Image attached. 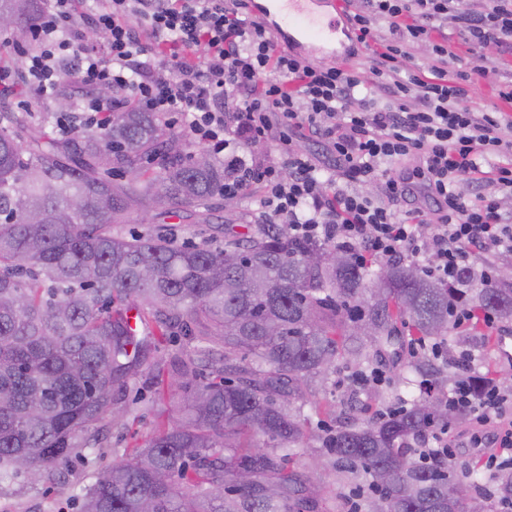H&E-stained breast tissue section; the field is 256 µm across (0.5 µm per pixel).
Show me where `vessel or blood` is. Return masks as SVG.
<instances>
[{
	"mask_svg": "<svg viewBox=\"0 0 512 512\" xmlns=\"http://www.w3.org/2000/svg\"><path fill=\"white\" fill-rule=\"evenodd\" d=\"M257 11L262 20L284 18L289 40L311 42L331 59H340L337 44L342 41L335 0H262Z\"/></svg>",
	"mask_w": 512,
	"mask_h": 512,
	"instance_id": "vessel-or-blood-1",
	"label": "vessel or blood"
}]
</instances>
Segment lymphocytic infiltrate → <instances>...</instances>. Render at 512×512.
<instances>
[{"mask_svg":"<svg viewBox=\"0 0 512 512\" xmlns=\"http://www.w3.org/2000/svg\"><path fill=\"white\" fill-rule=\"evenodd\" d=\"M74 3L46 0L36 45L25 53L24 80L36 96L52 93L66 59L78 56L82 86L121 92L107 101L85 98L80 112L87 122L103 125L127 98L149 111L175 114L185 136L223 155L231 170L225 195L244 197L252 184H262L266 223L287 225L298 238L333 241L362 259H402L446 282L473 251L512 252V216L497 198L512 194V166L492 171L497 194L469 201L460 189L462 181L481 175L479 158L512 153L504 135L512 117L471 110L470 89L485 72L449 70L448 47L438 38L454 22L470 42L512 49V0L475 6L468 0H361L349 14L358 41L367 42L378 19L390 33L371 51L372 82L341 62L302 64L279 48L263 22L240 18L243 0H106L92 19L107 35L103 56L71 41ZM419 40L432 42L434 56L416 73L402 75L399 60ZM275 116L326 141L336 156L335 172L321 175L298 151L278 163L247 162L230 152L239 135L263 139ZM409 157L419 158L413 175L437 205L438 222L426 234L394 207L411 193L413 175L391 176L387 168ZM340 176L384 180L385 196L337 188ZM449 401L475 410L488 424L512 406V391L494 385L477 402L460 384Z\"/></svg>","mask_w":512,"mask_h":512,"instance_id":"f902f5d3","label":"lymphocytic infiltrate"}]
</instances>
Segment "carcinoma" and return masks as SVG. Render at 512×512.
<instances>
[{"label":"carcinoma","mask_w":512,"mask_h":512,"mask_svg":"<svg viewBox=\"0 0 512 512\" xmlns=\"http://www.w3.org/2000/svg\"><path fill=\"white\" fill-rule=\"evenodd\" d=\"M43 3L0 0V14L29 43ZM48 126L47 112L0 111V494L61 481L99 444L102 415L123 418L113 396L158 340L180 337L196 349L170 364L158 392L180 396L177 416L88 487L79 512H326L329 472L368 488L355 512L512 504V466L488 497L477 467L425 447L467 416L448 404L450 383H466L477 401L491 383L474 367L448 372L458 313L468 335L490 344L488 317L512 322V280L475 288L464 266L444 284L400 260L359 263L283 224L259 222L222 249L161 233L128 238L117 225L135 213L164 224L180 210L211 223L224 161L142 105L69 138ZM329 252L342 262L307 261ZM341 359L399 366L410 399L365 419L330 404L335 426L308 431L304 408ZM297 453L308 456L300 471L289 467ZM450 484L463 489L451 508Z\"/></svg>","instance_id":"obj_1"}]
</instances>
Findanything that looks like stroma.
Listing matches in <instances>:
<instances>
[{"label":"stroma","mask_w":512,"mask_h":512,"mask_svg":"<svg viewBox=\"0 0 512 512\" xmlns=\"http://www.w3.org/2000/svg\"><path fill=\"white\" fill-rule=\"evenodd\" d=\"M448 49L453 57L449 69L468 71L477 67L486 68L487 73L475 85L470 106L476 112H489L495 109L512 115V105L502 102L498 97L499 89L512 83V56H498L495 47H481L466 43L461 31L456 26L447 30ZM307 154L317 166L330 170L335 165V158L326 143L305 131L289 132L287 127L274 125L270 135L263 140L252 142L237 140L235 152L243 160L263 157L279 161L280 151L286 143ZM263 195L261 185H253L247 197H227L222 200L221 216L224 222L234 225L237 231L245 233L255 227L256 212ZM121 232L126 236H138L155 233H167L176 243L210 242L212 247L224 245V233L216 224H191L183 221L181 214H173L166 224L158 226L143 223L139 215H132L129 223L121 225ZM190 347L184 340L170 339L159 342L150 356L151 369L145 370L143 376L128 383L121 390L116 400L125 414L122 423H107L105 439L101 448L88 456L84 463L75 465L66 476L65 488H53L47 491L21 488L16 492L0 496V512H78L77 497L84 489L93 484L99 476L106 473L115 460L118 450L141 446L165 418L174 404L173 398H159L154 365L169 364L173 358L189 352ZM356 369L353 366L338 364L336 368V389L320 395V402H331L339 408H353L356 416L373 413L378 404L374 399L375 390L393 392L395 371L384 367L385 380L380 385H368L357 388L352 380ZM512 430V413L504 414L492 427L481 428L478 422L465 426L454 425L448 431V443L457 461L464 465H478L485 475H492L490 457L498 460L512 458V449L500 448L496 442L497 435ZM484 432L486 439L482 447H474L471 437L475 432Z\"/></svg>","instance_id":"obj_1"}]
</instances>
